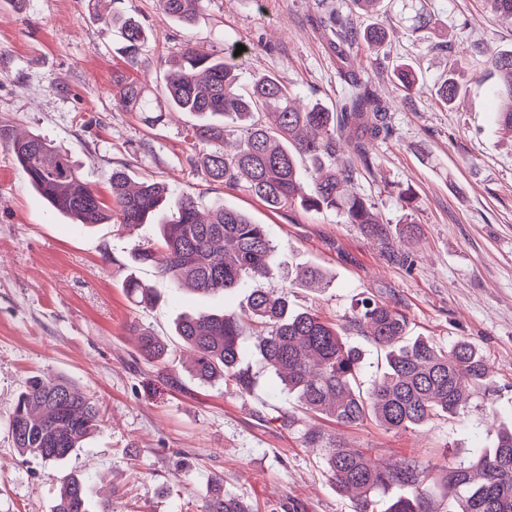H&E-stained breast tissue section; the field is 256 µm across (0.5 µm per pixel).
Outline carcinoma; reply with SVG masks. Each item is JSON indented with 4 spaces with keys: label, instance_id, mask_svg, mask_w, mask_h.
<instances>
[{
    "label": "carcinoma",
    "instance_id": "obj_1",
    "mask_svg": "<svg viewBox=\"0 0 512 512\" xmlns=\"http://www.w3.org/2000/svg\"><path fill=\"white\" fill-rule=\"evenodd\" d=\"M204 0H159L163 13L189 27ZM500 20L512 24V0H489ZM397 22L413 32L432 24L428 0H392ZM112 16L102 20L119 29L129 65L145 60L150 31L112 0ZM326 27L341 38L353 35L348 23L332 13ZM485 70L496 78L497 119L512 138V49H482ZM240 56L226 48L218 55L190 41L182 46L164 74V105L152 106L151 90L119 74L116 103L143 114L156 124L167 112H188L195 126L191 162L204 178L222 185H241L277 211L300 206L307 211H333L349 224H361L372 235L386 236L371 205L344 191L360 174L346 156L352 151L369 166L367 142L389 137L393 128L389 108L359 77L353 62L340 57L351 90L332 112L315 103L295 104L288 80L256 73L249 88L240 87ZM394 75L409 93L418 76L408 64ZM461 93L455 72L437 89L446 105ZM15 159L34 190L58 214L76 224H118L131 231L140 224L161 226L159 246L137 244L133 261L151 264L176 288L197 293H226L248 281L265 277L276 247L263 224L246 213L214 203L202 215L196 198L176 192L161 181H133L127 168L110 176L112 202L106 204L87 182L69 154L47 139L33 135L13 142ZM304 287L326 288L327 273L317 266L295 270ZM135 306L157 301L154 289L131 274L124 283ZM350 328L385 352L384 367L369 386L360 381V354L346 328L319 311L295 310L288 293L256 289L246 309L237 313L202 312L180 318L175 335L189 352L195 379L220 383L247 393L252 377L240 367L244 346L251 342L276 387L301 407L332 418L343 426L374 419L389 432L419 429L440 417L455 418L467 411L474 392L489 376L480 350L465 338L446 347L417 337L404 344L406 317L395 307L371 297L357 300ZM140 355L161 361L167 344L153 333L132 327ZM97 402L59 376H33L18 395L9 431L24 459L56 466L68 459L86 436L100 429ZM306 445L319 448L329 478L342 493H355L358 512H375L377 503L394 487L408 494L391 499L384 512H440L434 494L440 490L452 502V512H512V428L498 431L491 448H477L469 458L449 465L403 457L381 464L367 451L348 448L334 435L311 429ZM52 512H112L106 500L93 504L85 480L59 477ZM202 512H254L246 500L224 490V478L211 477Z\"/></svg>",
    "mask_w": 512,
    "mask_h": 512
}]
</instances>
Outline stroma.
Masks as SVG:
<instances>
[{
    "mask_svg": "<svg viewBox=\"0 0 512 512\" xmlns=\"http://www.w3.org/2000/svg\"><path fill=\"white\" fill-rule=\"evenodd\" d=\"M152 30L148 61L129 66L102 14L108 0H0V512H51L58 478H89L112 490V512H200L212 475L258 512H357L338 491L308 429L339 432L349 447L392 462L415 455L441 463L491 447L498 425L512 424V138L500 130L479 45L512 48V25L484 0H430L436 31L396 26L382 0L354 27L392 28L379 49L346 46L361 77L389 106L393 134L369 149L373 169L350 190L369 200L390 237L374 239L335 212L270 210L240 186L210 183L192 166L188 113L156 125L117 106L112 74L125 72L160 93V78L185 42L223 51L245 47L243 79L286 78L300 104L336 108L348 86L330 35L329 12L347 0H206L190 28L165 16L159 0H125ZM412 64L422 89L405 95L393 64ZM456 71L465 92L444 106L435 89ZM38 135L71 154L102 198L113 168L129 164L134 180L153 178L248 214L266 226L275 261L258 288L288 292L295 308H316L347 323L356 299L374 296L401 310L408 333L445 346L474 343L491 379L464 415L415 433L396 434L367 421L337 427L296 409L275 390L255 349L241 366L256 383L239 395L194 380L174 322L184 313L240 311L245 288L221 295L175 289L132 261L135 243L158 229L125 232L115 224L82 226L54 215L28 183L12 151L13 136ZM317 265L332 279L311 290L288 283L296 268ZM137 274L160 302L136 307L123 284ZM160 336L168 356H140L129 331ZM64 376L99 402L104 423L61 467L18 456L9 420L28 377Z\"/></svg>",
    "mask_w": 512,
    "mask_h": 512,
    "instance_id": "35a3bbf8",
    "label": "stroma"
}]
</instances>
